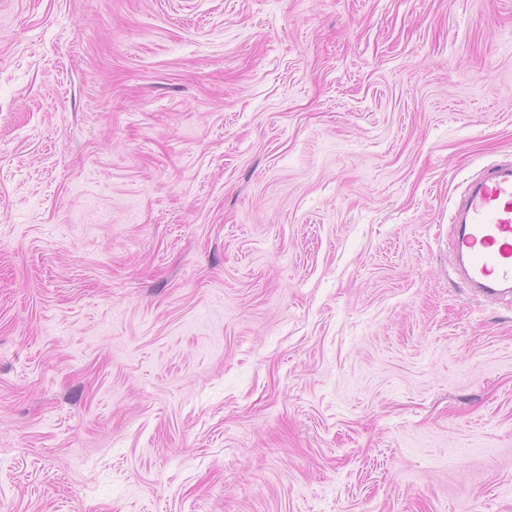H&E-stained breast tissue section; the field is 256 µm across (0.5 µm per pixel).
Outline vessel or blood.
Listing matches in <instances>:
<instances>
[{
  "instance_id": "1",
  "label": "vessel or blood",
  "mask_w": 512,
  "mask_h": 512,
  "mask_svg": "<svg viewBox=\"0 0 512 512\" xmlns=\"http://www.w3.org/2000/svg\"><path fill=\"white\" fill-rule=\"evenodd\" d=\"M452 251L461 281L494 297L512 288V162L485 166L453 203Z\"/></svg>"
}]
</instances>
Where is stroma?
Wrapping results in <instances>:
<instances>
[{"label": "stroma", "instance_id": "stroma-1", "mask_svg": "<svg viewBox=\"0 0 512 512\" xmlns=\"http://www.w3.org/2000/svg\"><path fill=\"white\" fill-rule=\"evenodd\" d=\"M512 0H0V512H512ZM451 224L461 281L486 297L512 292V162L487 165L465 183Z\"/></svg>", "mask_w": 512, "mask_h": 512}]
</instances>
